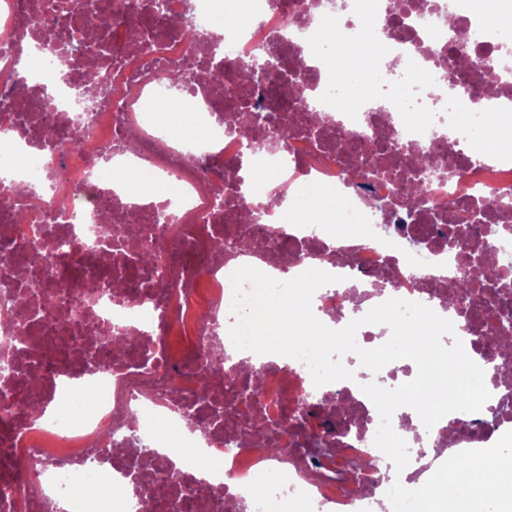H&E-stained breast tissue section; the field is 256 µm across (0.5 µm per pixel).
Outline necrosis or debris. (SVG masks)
I'll use <instances>...</instances> for the list:
<instances>
[{
	"mask_svg": "<svg viewBox=\"0 0 512 512\" xmlns=\"http://www.w3.org/2000/svg\"><path fill=\"white\" fill-rule=\"evenodd\" d=\"M165 3L167 19L195 28L196 44L145 28L128 38L130 16L152 0H0V160L25 159L0 180V347L10 363L0 372V512H54L60 499L71 512H389L394 481L418 488L442 454L486 449L512 431V353L484 343L505 293L485 283L474 316L443 290L484 264L512 276V210L502 205L512 201V129L499 128L512 117V33L500 25L512 0ZM54 5L76 8L103 43L72 54L30 30V17ZM453 29L479 35L474 52L497 70L501 102H486L468 68L439 93ZM364 37L376 49L371 80L340 66ZM260 66L257 95L237 114L243 123L266 116L258 131L268 147L256 153L221 119L232 79L218 92L213 78ZM174 71L207 139H173L156 120ZM63 136L78 149L61 151ZM367 153L384 174L362 184L349 171ZM119 161L158 172L170 193L105 179ZM270 169L278 179L249 195L252 175ZM404 179L428 198L413 237L390 226L384 208ZM306 186L343 198L360 234L343 222L287 223L286 198ZM452 197L470 209L469 223L446 211ZM451 234L466 260L449 249ZM245 265L278 280L313 266L338 275L312 300L332 329L391 298L430 307L454 324L444 345L461 339L484 369L490 399L429 429L412 408L397 409L392 427L410 462L395 472L374 444L380 418L361 386L397 387L416 364L374 373L349 354L354 380L318 387L300 360L235 349L231 275ZM92 320L102 334L87 333ZM115 334L136 346L113 348ZM246 365L258 377H243ZM490 413L500 423L488 435L478 422ZM322 415L349 427L325 456L312 446ZM256 427L281 454L229 443L230 430ZM135 433L152 449L128 446ZM361 461L365 493L348 475Z\"/></svg>",
	"mask_w": 512,
	"mask_h": 512,
	"instance_id": "necrosis-or-debris-1",
	"label": "necrosis or debris"
}]
</instances>
